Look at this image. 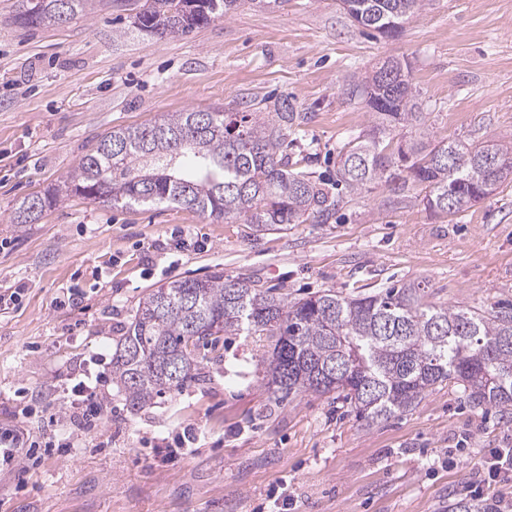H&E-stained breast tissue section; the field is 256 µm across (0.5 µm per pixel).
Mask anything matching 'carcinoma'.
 Instances as JSON below:
<instances>
[{
  "instance_id": "obj_1",
  "label": "carcinoma",
  "mask_w": 512,
  "mask_h": 512,
  "mask_svg": "<svg viewBox=\"0 0 512 512\" xmlns=\"http://www.w3.org/2000/svg\"><path fill=\"white\" fill-rule=\"evenodd\" d=\"M90 0H20L15 22L26 28L60 25ZM207 17L185 10L187 0H145L150 33L186 35L228 17L240 0H205ZM423 7V0H355L353 25L383 34ZM388 60L373 76L349 84L378 118L367 133L339 151L336 183L351 191L375 182L403 195L413 186L432 213L458 211L491 196L502 175L484 158H499L512 171V142L429 140L415 95L411 68L390 76ZM311 116L288 102L265 120L255 112H172L144 126L120 128L83 155L67 177V190L93 202L167 203L216 220L249 225L255 237L311 220L326 224L338 200L329 184L296 166L286 152L288 134ZM419 130L392 147L397 125ZM59 201V191L24 200L14 224H30ZM276 337L267 388L282 402L303 392H334L355 417L378 424L411 409L429 390L458 386L475 410L512 415V308L477 311L422 300L419 285L347 296L331 290L290 300L273 288L224 275L183 278L148 291L112 355V382L130 407L140 410L161 395L201 381V351L223 336L243 332ZM348 365V374L321 383L323 371ZM449 512H488L462 498Z\"/></svg>"
}]
</instances>
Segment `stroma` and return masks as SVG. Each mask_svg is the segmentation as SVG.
<instances>
[{"instance_id": "1", "label": "stroma", "mask_w": 512, "mask_h": 512, "mask_svg": "<svg viewBox=\"0 0 512 512\" xmlns=\"http://www.w3.org/2000/svg\"><path fill=\"white\" fill-rule=\"evenodd\" d=\"M144 0H95L60 27L13 21L0 0V432L68 440L0 470V512H448L512 421L469 407L455 386L365 427L334 394L275 404L273 337H227L204 381L138 414L112 381L95 428L77 429L62 385L98 372L140 300L185 277L248 278L299 297L397 282L434 304L512 305V176L455 214L425 210L385 183L339 191L329 223L252 236L167 204L131 208L64 198L31 224L24 198L66 180L107 133L169 112L280 100L311 113L289 147L336 177L343 144L374 124L344 89L379 61H408L432 142L512 141V0H425L393 40L354 26L338 0H242L232 16L181 37L134 27Z\"/></svg>"}]
</instances>
